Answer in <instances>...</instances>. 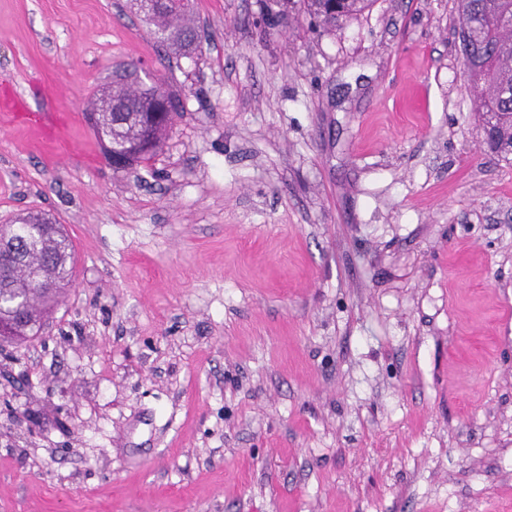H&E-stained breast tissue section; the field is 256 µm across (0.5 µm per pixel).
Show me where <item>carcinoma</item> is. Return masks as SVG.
Segmentation results:
<instances>
[{
    "instance_id": "1",
    "label": "carcinoma",
    "mask_w": 512,
    "mask_h": 512,
    "mask_svg": "<svg viewBox=\"0 0 512 512\" xmlns=\"http://www.w3.org/2000/svg\"><path fill=\"white\" fill-rule=\"evenodd\" d=\"M158 40L175 54L197 49L193 23L194 0H153L144 12V0H130ZM374 0H300L304 11L326 32L369 9ZM461 31L472 35L462 48L478 112H495V153L512 154V0H457ZM172 111L160 118L162 104L140 83L138 67L131 65L112 79L114 108L110 131L125 168L150 162L165 140L178 103L164 85ZM22 231L0 225V322L14 325L0 332V340L25 341L42 329L45 318L72 284L74 249L62 225L44 226L39 216L22 219Z\"/></svg>"
}]
</instances>
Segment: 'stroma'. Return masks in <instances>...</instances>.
<instances>
[{"label":"stroma","instance_id":"obj_1","mask_svg":"<svg viewBox=\"0 0 512 512\" xmlns=\"http://www.w3.org/2000/svg\"><path fill=\"white\" fill-rule=\"evenodd\" d=\"M269 6L195 0L175 56L129 0H0V224L75 250L0 346V512H512V161L454 0ZM129 63L180 108L116 171L85 106ZM374 0H300L304 11L326 32L336 30L348 18L357 17L369 9Z\"/></svg>","mask_w":512,"mask_h":512}]
</instances>
